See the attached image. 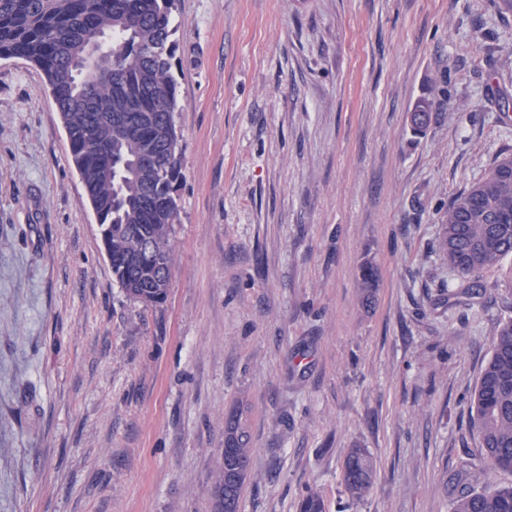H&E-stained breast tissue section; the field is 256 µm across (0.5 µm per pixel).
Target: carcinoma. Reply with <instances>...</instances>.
Here are the masks:
<instances>
[{"label":"carcinoma","instance_id":"obj_1","mask_svg":"<svg viewBox=\"0 0 512 512\" xmlns=\"http://www.w3.org/2000/svg\"><path fill=\"white\" fill-rule=\"evenodd\" d=\"M175 0H0V56L22 57L44 73L70 141L90 205L103 227L112 274L145 306L165 301L171 234L180 205L181 136L172 75ZM431 101L411 111L423 131ZM438 248L461 282L512 258V153L455 196L439 220ZM481 456L466 463L465 487L451 512H512V486L478 488L486 469L512 471V317L503 319L471 401ZM253 456L243 411L224 420V454L211 497L224 491V512H240ZM374 464L350 449L343 483L361 496ZM299 512H326L321 491L308 489Z\"/></svg>","mask_w":512,"mask_h":512}]
</instances>
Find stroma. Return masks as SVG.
Masks as SVG:
<instances>
[{
	"label": "stroma",
	"instance_id": "stroma-1",
	"mask_svg": "<svg viewBox=\"0 0 512 512\" xmlns=\"http://www.w3.org/2000/svg\"><path fill=\"white\" fill-rule=\"evenodd\" d=\"M173 24L183 177L153 308L112 275L43 72L0 57V512H211L239 407L240 512L310 487L328 512H450L512 269L449 299L438 220L512 153V13L177 0ZM353 448L375 462L359 499ZM253 456L247 418L242 410L224 420V456L220 455L212 479L211 508L217 492L215 512H239L240 500L249 476ZM374 464L363 448L350 449L343 468V483L352 496L360 497L371 485Z\"/></svg>",
	"mask_w": 512,
	"mask_h": 512
}]
</instances>
